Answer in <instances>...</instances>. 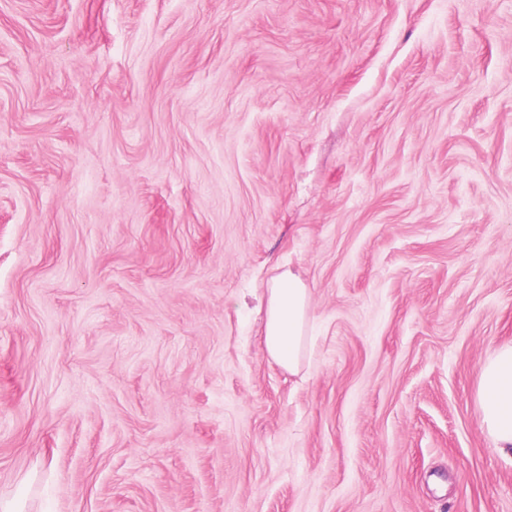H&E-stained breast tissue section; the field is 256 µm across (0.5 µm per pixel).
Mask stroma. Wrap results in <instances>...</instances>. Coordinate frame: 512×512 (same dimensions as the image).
I'll use <instances>...</instances> for the list:
<instances>
[{
	"instance_id": "1",
	"label": "stroma",
	"mask_w": 512,
	"mask_h": 512,
	"mask_svg": "<svg viewBox=\"0 0 512 512\" xmlns=\"http://www.w3.org/2000/svg\"><path fill=\"white\" fill-rule=\"evenodd\" d=\"M511 343L512 0H0V498L512 512ZM309 288L290 269L272 277L266 288L264 346L269 357L288 372L300 366L309 324ZM477 404L481 426L495 448L512 454V345L495 349L482 362Z\"/></svg>"
}]
</instances>
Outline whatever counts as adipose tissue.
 I'll use <instances>...</instances> for the list:
<instances>
[{
  "instance_id": "adipose-tissue-1",
  "label": "adipose tissue",
  "mask_w": 512,
  "mask_h": 512,
  "mask_svg": "<svg viewBox=\"0 0 512 512\" xmlns=\"http://www.w3.org/2000/svg\"><path fill=\"white\" fill-rule=\"evenodd\" d=\"M310 293L292 271L272 277L266 288L264 346L279 366L294 372L306 346ZM477 404L482 428L495 448L512 454V345L487 355L479 370Z\"/></svg>"
}]
</instances>
